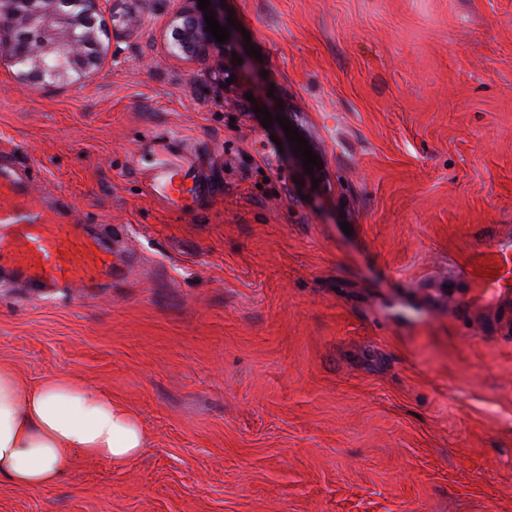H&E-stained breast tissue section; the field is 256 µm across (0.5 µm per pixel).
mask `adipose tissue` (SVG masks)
Instances as JSON below:
<instances>
[{
	"instance_id": "ef3b65f1",
	"label": "adipose tissue",
	"mask_w": 512,
	"mask_h": 512,
	"mask_svg": "<svg viewBox=\"0 0 512 512\" xmlns=\"http://www.w3.org/2000/svg\"><path fill=\"white\" fill-rule=\"evenodd\" d=\"M146 445L138 415L110 394L67 374L33 385L0 359V482L21 491L46 489L78 462L121 465Z\"/></svg>"
}]
</instances>
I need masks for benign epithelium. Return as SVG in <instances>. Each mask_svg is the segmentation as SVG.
<instances>
[{
  "label": "benign epithelium",
  "mask_w": 512,
  "mask_h": 512,
  "mask_svg": "<svg viewBox=\"0 0 512 512\" xmlns=\"http://www.w3.org/2000/svg\"><path fill=\"white\" fill-rule=\"evenodd\" d=\"M101 0H0V57L25 68L24 75L60 83L96 63L92 49L101 45L94 14ZM176 12L172 47L194 57L219 46L206 31L198 0H185Z\"/></svg>",
  "instance_id": "obj_1"
}]
</instances>
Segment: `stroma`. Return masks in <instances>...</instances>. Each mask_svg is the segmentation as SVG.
I'll return each mask as SVG.
<instances>
[{"mask_svg":"<svg viewBox=\"0 0 512 512\" xmlns=\"http://www.w3.org/2000/svg\"><path fill=\"white\" fill-rule=\"evenodd\" d=\"M182 6L103 4L139 22L68 84L0 64V159L134 259L0 275V358L148 436L0 512H512V0H224L207 57L170 48ZM154 181L162 189L163 196L171 206H179L183 198L196 189L185 184L182 166L167 159H163L157 168Z\"/></svg>","mask_w":512,"mask_h":512,"instance_id":"stroma-1","label":"stroma"}]
</instances>
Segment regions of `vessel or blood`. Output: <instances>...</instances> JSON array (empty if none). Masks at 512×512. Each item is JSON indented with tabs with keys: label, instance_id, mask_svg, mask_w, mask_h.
I'll return each mask as SVG.
<instances>
[{
	"label": "vessel or blood",
	"instance_id": "vessel-or-blood-1",
	"mask_svg": "<svg viewBox=\"0 0 512 512\" xmlns=\"http://www.w3.org/2000/svg\"><path fill=\"white\" fill-rule=\"evenodd\" d=\"M26 172L0 167V266L43 288L86 287L112 277V251L83 224L70 221L64 203H49L28 189ZM154 181L169 205L191 189L183 169L165 160Z\"/></svg>",
	"mask_w": 512,
	"mask_h": 512
}]
</instances>
